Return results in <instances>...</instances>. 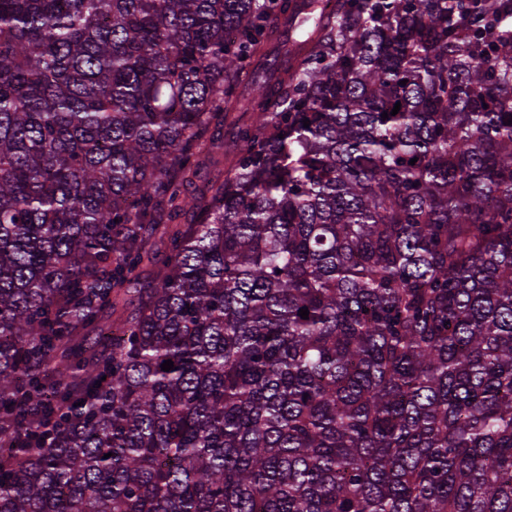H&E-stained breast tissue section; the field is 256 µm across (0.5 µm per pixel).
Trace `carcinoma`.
<instances>
[{"label": "carcinoma", "mask_w": 512, "mask_h": 512, "mask_svg": "<svg viewBox=\"0 0 512 512\" xmlns=\"http://www.w3.org/2000/svg\"><path fill=\"white\" fill-rule=\"evenodd\" d=\"M509 119L512 0H0V512H512Z\"/></svg>", "instance_id": "carcinoma-1"}]
</instances>
